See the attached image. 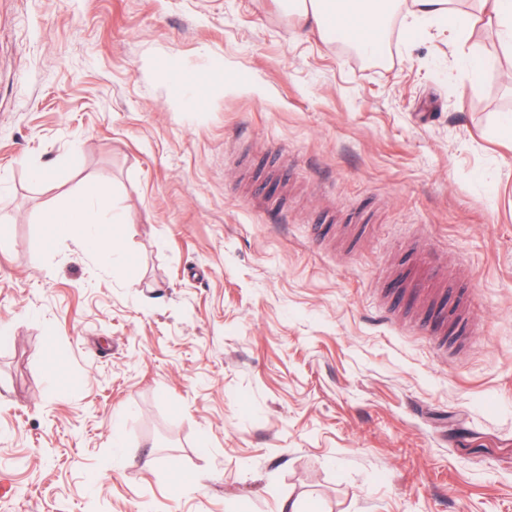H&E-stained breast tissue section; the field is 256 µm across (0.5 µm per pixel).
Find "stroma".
<instances>
[{
    "instance_id": "1",
    "label": "stroma",
    "mask_w": 512,
    "mask_h": 512,
    "mask_svg": "<svg viewBox=\"0 0 512 512\" xmlns=\"http://www.w3.org/2000/svg\"><path fill=\"white\" fill-rule=\"evenodd\" d=\"M471 44L476 81L436 26L0 0V512H512V50ZM92 196L124 270L56 230ZM419 255L461 347L387 317Z\"/></svg>"
}]
</instances>
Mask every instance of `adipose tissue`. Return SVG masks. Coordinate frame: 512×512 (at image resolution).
<instances>
[{
  "instance_id": "adipose-tissue-1",
  "label": "adipose tissue",
  "mask_w": 512,
  "mask_h": 512,
  "mask_svg": "<svg viewBox=\"0 0 512 512\" xmlns=\"http://www.w3.org/2000/svg\"><path fill=\"white\" fill-rule=\"evenodd\" d=\"M461 2L410 0L404 5L400 0H289V9L302 25L318 30L324 40L339 33L345 42L366 54L380 46L388 33V19L397 16L413 29L447 21L449 35L461 48L467 45L468 31L481 23L494 29L504 45L512 47V0H475L471 11ZM121 221V216L110 213L99 199L87 198L66 210L64 229L83 252L105 256L119 268L126 257L113 248L107 228Z\"/></svg>"
}]
</instances>
